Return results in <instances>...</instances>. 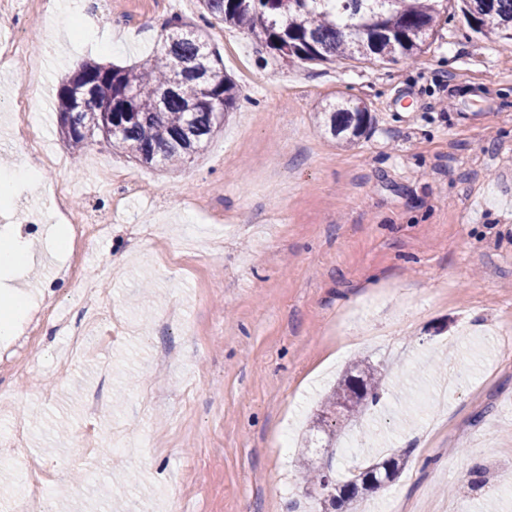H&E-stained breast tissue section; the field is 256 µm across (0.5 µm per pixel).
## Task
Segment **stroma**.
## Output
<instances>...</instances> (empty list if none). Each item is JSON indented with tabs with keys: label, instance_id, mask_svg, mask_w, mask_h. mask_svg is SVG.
I'll use <instances>...</instances> for the list:
<instances>
[{
	"label": "stroma",
	"instance_id": "stroma-1",
	"mask_svg": "<svg viewBox=\"0 0 512 512\" xmlns=\"http://www.w3.org/2000/svg\"><path fill=\"white\" fill-rule=\"evenodd\" d=\"M202 25L239 87L236 108L191 160L145 165L94 138L61 139L56 92L76 59L131 66L152 59L173 17ZM32 12L0 38L37 50L0 70V173L24 162L17 102L30 105L63 167L16 183L9 204L47 205L62 181L78 211L105 201L92 186L135 177L129 206L153 235L114 223L84 253L54 223L31 263L0 273L30 313L57 309L39 336L0 338L26 365L0 372V512H17L26 476L46 469L52 512H318L302 455L332 479L372 451L408 450L388 486L352 512H512V41L478 36L443 7L423 53L395 62L285 63L198 0H85L73 35L45 49ZM362 100L374 127L351 147L317 124L334 96ZM194 191L211 216L183 208ZM72 258L103 297L88 322L83 292L60 280ZM84 327L70 364L58 321ZM165 370H158L159 354ZM366 357L385 376L377 407L337 422L334 455L301 446L308 418L346 364ZM100 412L88 418L92 402ZM289 434V448L278 438ZM497 472L471 487L473 466Z\"/></svg>",
	"mask_w": 512,
	"mask_h": 512
}]
</instances>
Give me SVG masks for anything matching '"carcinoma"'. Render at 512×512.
I'll return each mask as SVG.
<instances>
[{"instance_id": "1", "label": "carcinoma", "mask_w": 512, "mask_h": 512, "mask_svg": "<svg viewBox=\"0 0 512 512\" xmlns=\"http://www.w3.org/2000/svg\"><path fill=\"white\" fill-rule=\"evenodd\" d=\"M202 10L245 29L285 62L394 61L423 50L433 35L441 0H199ZM462 15L478 34L512 39V0H462ZM381 28L377 41L372 31ZM60 134L81 150L97 135L143 164L178 165L195 155L239 99L203 30L171 19L151 60L128 68L86 61L56 94ZM371 124L368 107L337 97L322 112V126L354 144ZM384 392L377 369L354 363L323 404L311 429L346 405L347 415L377 405ZM408 455L397 450L350 468L335 482L308 469L320 490L323 512L338 509L360 491H375L397 479Z\"/></svg>"}]
</instances>
